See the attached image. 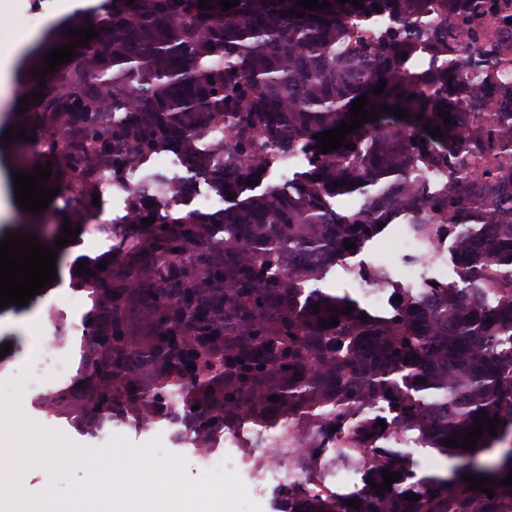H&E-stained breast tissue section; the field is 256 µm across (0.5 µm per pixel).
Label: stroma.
I'll list each match as a JSON object with an SVG mask.
<instances>
[{"label": "stroma", "instance_id": "35a3bbf8", "mask_svg": "<svg viewBox=\"0 0 512 512\" xmlns=\"http://www.w3.org/2000/svg\"><path fill=\"white\" fill-rule=\"evenodd\" d=\"M104 0H78L69 11H61V0H7L4 12L7 22L15 29L34 32L35 42L28 51L20 53L13 64L10 85L6 93L0 94V133L17 122L18 106L22 98L30 95L35 79L31 73L25 72L24 64L32 51L38 50L45 42L48 33L56 30H67L72 18L81 17L93 21ZM32 150L31 143L15 141L4 145L0 143V193L6 195L8 206L0 210V239L6 232L15 231L29 224L54 225L58 211L67 207L65 199L56 198L43 213L33 214L20 209L15 200L12 174L25 170V161ZM126 198L113 199L106 211H99L97 206L87 209V226L78 235L76 242L62 247L57 252L55 288L60 291L53 302H45L43 295H36L28 304L12 305L0 309V344L11 343L12 350L0 357V384L18 379L27 371L26 363L30 358L45 355L51 331L44 322L48 307H56L61 319L69 323H81L84 309L73 308L71 297L76 289L73 278L78 271L77 264L82 259H95L108 253L111 248L109 238L100 233L97 224L100 218L120 221L126 215ZM403 225L393 222L372 241L368 242L355 261L363 268L383 269L389 278H396L399 270L417 269L424 280L454 281L458 278V269L452 259L437 266L430 265L428 258L420 253L397 248L396 241L401 235ZM54 407H47L38 401L36 391L31 387H23L20 407L24 416L37 425L60 432L73 444L92 450L107 448L108 440L99 438L96 422L86 424L78 422L63 410L64 404L75 399L76 392L72 384L60 383L53 385ZM184 422L177 416L155 423L153 428L145 429L134 426L126 415L115 414L112 417V435L127 441L130 445L141 447L153 439H161L164 447L170 452L182 455L187 459L188 473L198 477L201 473L192 451L185 444L182 432ZM269 451L258 444H251L237 449L236 455L242 460L237 475L243 483L248 498L257 504L261 512H278L279 494L249 475L252 465L258 464L260 458L268 456ZM401 478L404 485H414L432 476L451 474L456 465L453 456L441 454L437 449L420 447L412 455L401 459Z\"/></svg>", "mask_w": 512, "mask_h": 512}]
</instances>
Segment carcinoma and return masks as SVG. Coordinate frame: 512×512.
Returning <instances> with one entry per match:
<instances>
[{"mask_svg": "<svg viewBox=\"0 0 512 512\" xmlns=\"http://www.w3.org/2000/svg\"><path fill=\"white\" fill-rule=\"evenodd\" d=\"M126 2L112 0L94 26L98 37L75 47L23 113L36 136L28 168L52 162L45 186L74 194L71 227H84L96 173L121 180L137 160L168 149L225 196L261 180L279 153L308 154L311 168L286 191L269 187L215 214L174 217L129 191L136 228L106 268L91 261L95 275L77 276L93 298L91 335L110 315L112 332L125 336L119 350L97 352L83 410L102 418L121 410L141 423L172 411L208 435L242 413L262 427L288 416L312 431L305 457L289 462L301 466L342 432L336 404L384 401L397 421L419 424L429 447L458 460L453 476L375 488L358 509L297 488L282 512H512V487L499 485L512 471V112L497 111V84L469 78L480 56L512 58L499 34L512 0H437L443 24L423 39L410 33L429 0H363L360 9L353 0H319L331 4L322 11L298 0H239L227 11L218 0L209 10L198 9L200 0ZM380 12L394 21L383 36L367 26ZM419 50L467 57L414 76L403 54ZM382 80L384 92L372 94ZM364 94L378 119L346 136L355 149L321 153L313 135L350 120ZM426 123L443 138L424 131ZM420 159L448 169L445 192L414 182ZM356 192L359 209L333 208L331 199ZM149 217L154 223L142 225ZM399 217L429 241L452 239L465 257L459 281L426 284L424 321L406 303L379 316L347 294L304 289ZM348 239L356 248H344ZM144 303L140 332L127 311ZM197 307L208 323L196 322ZM334 315L338 325L320 327ZM188 356L198 361L192 382L182 371ZM127 372L139 376L140 395L109 386ZM481 410L500 418L497 435L483 432L472 451L446 447ZM351 445L375 484L384 483L383 470L397 471L378 422L364 423ZM466 474L494 479L485 484L494 497L469 489Z\"/></svg>", "mask_w": 512, "mask_h": 512, "instance_id": "cac0c4a2", "label": "carcinoma"}]
</instances>
